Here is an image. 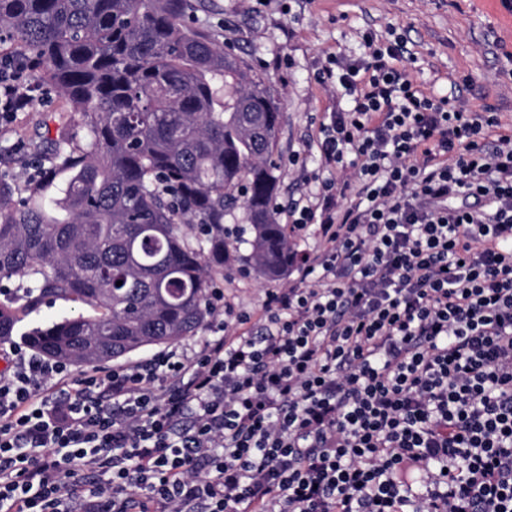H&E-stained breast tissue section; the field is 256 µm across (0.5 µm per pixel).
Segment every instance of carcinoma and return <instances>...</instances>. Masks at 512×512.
Instances as JSON below:
<instances>
[{"instance_id":"cac0c4a2","label":"carcinoma","mask_w":512,"mask_h":512,"mask_svg":"<svg viewBox=\"0 0 512 512\" xmlns=\"http://www.w3.org/2000/svg\"><path fill=\"white\" fill-rule=\"evenodd\" d=\"M185 12V0H0V47L37 58L36 87L70 109L31 145L24 178L0 176V293L25 280L32 305L89 307L24 333L50 360L98 365L195 335L235 209L244 260L266 279L288 274L282 113ZM22 314L0 303V342Z\"/></svg>"}]
</instances>
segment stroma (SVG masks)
Listing matches in <instances>:
<instances>
[{
  "label": "stroma",
  "instance_id": "obj_1",
  "mask_svg": "<svg viewBox=\"0 0 512 512\" xmlns=\"http://www.w3.org/2000/svg\"><path fill=\"white\" fill-rule=\"evenodd\" d=\"M186 15L244 62L283 114L276 146L280 209L315 193L319 128L342 103L337 89L317 84L313 74L331 53L360 59L366 30L392 29L404 39L413 57L410 76L427 95L456 94L474 112L492 106L503 125H512V10L502 0H187ZM63 116L61 100L38 95L28 111L0 120V148L10 151L6 169L22 175L21 144L54 136ZM298 153L306 166L291 164ZM214 285L260 327L271 280L232 260Z\"/></svg>",
  "mask_w": 512,
  "mask_h": 512
}]
</instances>
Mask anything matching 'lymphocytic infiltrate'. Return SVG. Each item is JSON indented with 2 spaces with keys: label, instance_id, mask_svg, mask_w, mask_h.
Returning a JSON list of instances; mask_svg holds the SVG:
<instances>
[{
  "label": "lymphocytic infiltrate",
  "instance_id": "1",
  "mask_svg": "<svg viewBox=\"0 0 512 512\" xmlns=\"http://www.w3.org/2000/svg\"><path fill=\"white\" fill-rule=\"evenodd\" d=\"M362 45L315 74L347 98L288 212L318 248L260 330L77 378L10 344L0 512H512V127L428 96L402 39ZM35 65L0 63V112Z\"/></svg>",
  "mask_w": 512,
  "mask_h": 512
}]
</instances>
